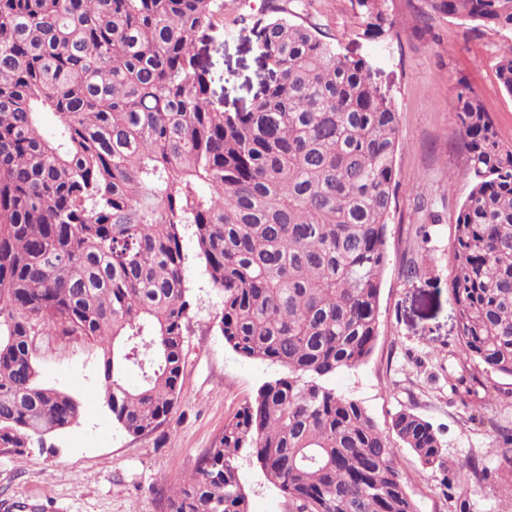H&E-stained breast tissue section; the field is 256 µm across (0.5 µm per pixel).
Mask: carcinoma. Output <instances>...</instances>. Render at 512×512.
I'll use <instances>...</instances> for the list:
<instances>
[{
  "label": "carcinoma",
  "mask_w": 512,
  "mask_h": 512,
  "mask_svg": "<svg viewBox=\"0 0 512 512\" xmlns=\"http://www.w3.org/2000/svg\"><path fill=\"white\" fill-rule=\"evenodd\" d=\"M358 38L397 34L386 0H352ZM422 36L440 17L512 33V0H406ZM244 30L271 74L248 111L214 101L205 54L224 0H0V447L71 427L80 403L42 383L36 336L88 340L99 398L139 436L180 394L191 303L183 229L223 295L224 343L279 366L170 494L164 512H249L244 448L294 512H417L395 442L445 465L430 422L382 431L330 384L378 337L401 146L378 71L271 0ZM512 97V46L495 63ZM468 192L448 259L471 377L512 378V144L456 81ZM54 113L56 137L38 116ZM406 274L440 282L426 258ZM139 385L126 384L130 367ZM512 470V429L497 436Z\"/></svg>",
  "instance_id": "carcinoma-1"
}]
</instances>
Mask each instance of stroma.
<instances>
[{
    "label": "stroma",
    "mask_w": 512,
    "mask_h": 512,
    "mask_svg": "<svg viewBox=\"0 0 512 512\" xmlns=\"http://www.w3.org/2000/svg\"><path fill=\"white\" fill-rule=\"evenodd\" d=\"M399 21L397 37L376 42L357 38L359 20L352 0H292L295 19L328 32L344 52L375 61L384 88L395 99L402 146L396 156L399 187L387 232V264L379 303V335L367 361L336 373L331 384L360 402L384 430L396 413L409 409L430 422L444 448L445 467L424 466L399 448L403 481L418 512H505L502 492L512 471L500 468L493 441L499 426H512V410L491 406L489 388L512 392V379L483 374L477 394L450 386L461 372L454 310L446 285L429 287L406 278L407 258L423 252L438 275L447 273L455 210L468 185L464 156L455 136L456 77H464L493 115L503 142L512 143V98L498 83L495 62L512 35L470 32L460 20L440 18L438 40L414 32L415 17L406 0H388ZM267 0H224V24L213 32L207 56L216 100L229 111H246L269 73L242 30L241 19L259 14ZM439 216L429 245L413 241L415 202ZM188 256L186 285L192 302L183 354V380L177 407L154 432L133 436L120 429L99 399L100 361L94 345L54 337L40 343V379L81 404L74 426L34 441L24 453L0 447V512H161L159 493L190 475L246 401L277 369L243 357L225 346L216 322L223 298L197 257L191 229L183 231ZM476 470L458 471L459 462ZM250 512H290L287 497L249 453L239 460Z\"/></svg>",
    "instance_id": "stroma-1"
}]
</instances>
